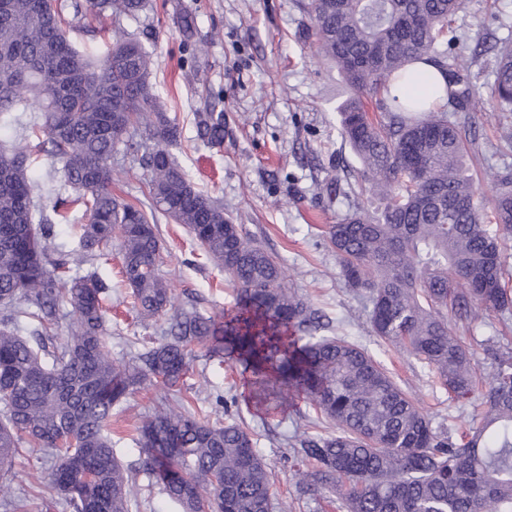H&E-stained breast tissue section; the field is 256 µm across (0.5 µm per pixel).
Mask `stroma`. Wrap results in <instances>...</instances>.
Segmentation results:
<instances>
[{
	"label": "stroma",
	"mask_w": 512,
	"mask_h": 512,
	"mask_svg": "<svg viewBox=\"0 0 512 512\" xmlns=\"http://www.w3.org/2000/svg\"><path fill=\"white\" fill-rule=\"evenodd\" d=\"M194 19L198 36H210L204 55L185 51L178 19ZM308 15L298 0H149L137 17L124 19L128 33L154 54L151 81L181 138L170 151L194 185L224 204L235 223L287 266L299 295L318 309L330 334L348 336L366 346L394 379L406 385L435 426L451 432L480 412L478 403L449 400L432 374L398 348L380 344L368 311L339 275L336 255L323 231L351 213L360 200L349 184L358 163L337 133V108L352 91L336 68L320 58L305 39ZM463 34V52L478 40L512 43V0H466L455 18ZM492 53L473 66L472 80L481 99L474 110L450 113V120L474 131L482 147L472 174L484 195H492L490 174L512 166V150L501 152L500 135L512 126V112L500 111L490 96ZM224 115V145L197 139L194 116ZM159 269L176 302L194 295L202 312L219 315L235 303L236 293L224 271L210 261L183 225L162 218ZM120 253L99 261V275L112 287L110 344L112 356L129 360L137 339L158 336L164 318H144L132 309L129 289L120 276ZM458 337L473 352L476 368L489 374L494 355L512 348V320L487 312L472 324H457ZM223 396L229 412L257 440L260 455L274 475L273 512H345L335 484L308 494L298 492L293 443L306 434H328L333 427L319 419L301 398L282 406L258 403L240 365L212 357L197 360L186 378L184 396L195 411H211ZM162 391L133 394L112 418L113 446L140 486L149 477L144 455L133 439L136 415L154 411ZM47 466L43 450H24L17 458L12 491L26 489L27 512H43L47 489L39 477ZM141 512H175L158 491H147Z\"/></svg>",
	"instance_id": "obj_1"
}]
</instances>
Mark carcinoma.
Wrapping results in <instances>:
<instances>
[{
    "mask_svg": "<svg viewBox=\"0 0 512 512\" xmlns=\"http://www.w3.org/2000/svg\"><path fill=\"white\" fill-rule=\"evenodd\" d=\"M464 0H305L320 58L353 91L339 108L338 133L361 163L356 208L328 225L346 287L368 308L372 332L434 373L451 399L479 391L473 354L448 325L483 311L512 317V170L495 175L496 194L477 192L466 148L448 107L467 109L468 65L448 63L458 37L452 22ZM146 0H0V479L22 444L50 456L47 487L71 512H132L142 488L112 448V410L152 386L162 403L134 425L145 470L178 512H269L271 474L256 442L229 418H199L180 393L197 352L225 357L251 373L256 396L281 404L300 395L336 433L299 440L305 491L334 483L346 512H512V356L502 355L481 392L477 426L454 438L365 348L318 334V312L290 284L288 267L258 245L224 207L197 189L173 158L177 119L150 83L153 54L120 27ZM109 15L111 44L95 56L70 32ZM491 96L512 112V45L492 46ZM418 62L435 65L446 101L403 98ZM198 138L224 146V113L197 112ZM54 158L67 196L55 212H82L75 247L61 259L55 223L36 216L33 149ZM123 152L143 171L145 210L112 193V157ZM184 225L224 269L234 310L205 315L173 302L158 268L156 214ZM120 240L121 273L133 307L166 317L162 336L128 361L112 358L106 302L111 288L83 266ZM67 336L54 349L60 308Z\"/></svg>",
    "mask_w": 512,
    "mask_h": 512,
    "instance_id": "obj_1",
    "label": "carcinoma"
}]
</instances>
